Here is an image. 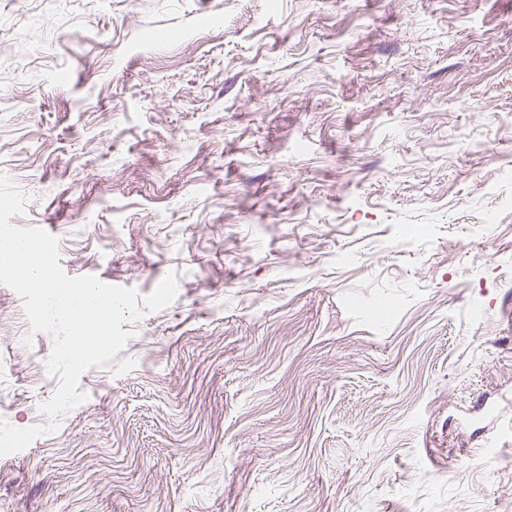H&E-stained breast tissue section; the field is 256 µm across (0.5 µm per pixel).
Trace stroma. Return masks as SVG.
Masks as SVG:
<instances>
[{"mask_svg":"<svg viewBox=\"0 0 512 512\" xmlns=\"http://www.w3.org/2000/svg\"><path fill=\"white\" fill-rule=\"evenodd\" d=\"M0 168L68 275L178 279L0 512H512V0H0Z\"/></svg>","mask_w":512,"mask_h":512,"instance_id":"obj_1","label":"stroma"}]
</instances>
